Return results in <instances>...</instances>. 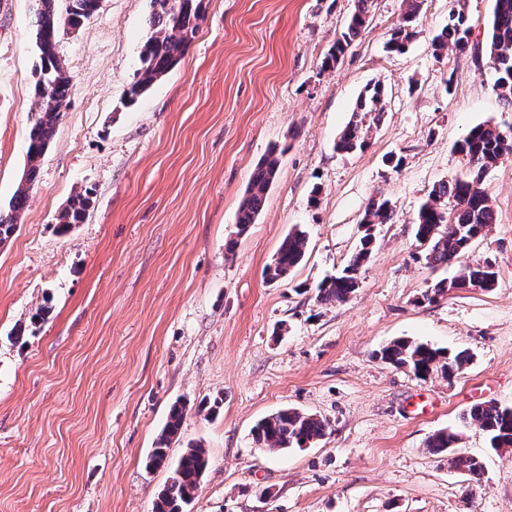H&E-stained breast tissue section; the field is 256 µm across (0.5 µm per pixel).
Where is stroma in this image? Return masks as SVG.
Returning a JSON list of instances; mask_svg holds the SVG:
<instances>
[{
  "label": "stroma",
  "mask_w": 512,
  "mask_h": 512,
  "mask_svg": "<svg viewBox=\"0 0 512 512\" xmlns=\"http://www.w3.org/2000/svg\"><path fill=\"white\" fill-rule=\"evenodd\" d=\"M493 5L424 0L421 33L398 54L385 43L402 0H376L324 71L354 0H208L181 62L130 105L150 0H102L57 44L70 105L29 183L37 2L0 0V208L30 186L0 247V512H152L195 445L211 464L189 512H512V448L490 451L464 429L459 450L484 467L471 489L425 446L473 404L512 406V158L481 178L496 221L467 255L494 263L491 290L424 302L455 270L418 260L413 224L434 185L467 174L454 145L471 127L512 130L487 55ZM460 7L467 50L435 51ZM374 82L385 106L367 148L336 152ZM273 147L266 205L238 233L239 203ZM85 189L86 220L61 228ZM377 197L394 219L375 226L355 292L317 303ZM295 225L306 256L291 280L268 282ZM398 338L472 360L453 380L422 381L376 359ZM176 402L186 411L169 458L148 467ZM287 407L326 418L328 434L259 451L253 427Z\"/></svg>",
  "instance_id": "stroma-1"
}]
</instances>
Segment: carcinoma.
Wrapping results in <instances>:
<instances>
[{"mask_svg":"<svg viewBox=\"0 0 512 512\" xmlns=\"http://www.w3.org/2000/svg\"><path fill=\"white\" fill-rule=\"evenodd\" d=\"M36 26V44L40 64L34 73V96L40 102L39 112L32 118L28 133L27 159L29 168L26 183L34 181L36 162L54 135L63 110L70 98V77L56 53L58 38L86 18L85 10L93 0H69L65 14L58 10L59 0H39ZM374 0H355L345 31L321 61L320 70L332 69L340 61L349 45L365 29ZM422 0H403L400 19L391 29L387 48L402 53L420 34L419 17ZM204 0H151L149 28L141 55L140 68L130 84L127 98L134 102L158 79L171 72L183 58L205 18ZM469 19L458 10L441 32L434 36V49L442 51L453 46L461 51L468 44ZM490 68L495 74V86L503 100L512 104V0H494L488 41ZM383 86L375 82L360 93L353 109V119L342 130L336 148L343 152L361 151L367 145L371 126L380 121L383 112ZM466 160L469 174L454 176L433 187L427 200L420 206L413 224L415 239L423 247L422 259L432 269L457 265L453 279L442 278L431 285L422 300L432 303L458 288L479 286L482 291L494 287L496 271L489 261L467 262L464 256L472 241L489 231L495 223V214L487 195L480 187L482 175L496 166L504 157L512 155V133L482 123L472 127L458 144ZM280 161L276 149L254 168L249 185L238 211L239 231L255 223L266 203L267 192L278 172ZM28 199L27 188L20 187L8 210H0V246L16 233L20 213ZM87 190L74 194L59 216L63 227L84 222L92 206ZM393 218L389 200L374 199L361 219L364 234L359 245L341 273L324 279L317 287L315 300L323 305L345 301L358 287V273L370 256L376 224H387ZM307 248V233L299 226L292 227L281 242L267 274L270 280L285 279L300 265ZM381 362L394 368L409 367L414 373H426L452 380L461 374L470 362L466 350L451 352L427 343L398 338L377 351ZM184 406L172 407L165 428L149 457L150 466L166 462L170 443L179 433ZM463 426H475L485 436L488 447L499 451L512 448V407L496 402L476 403L461 414ZM330 429L327 419L294 408H283L260 420L253 429V441L262 450L301 448L323 439ZM459 430H440L430 435L425 443L432 454L445 458L448 468L469 483H480L484 473L480 460L461 453L457 445ZM210 464L206 450L200 446L187 448L179 457L171 482L158 495L153 512H185L194 499L201 478Z\"/></svg>","mask_w":512,"mask_h":512,"instance_id":"obj_1","label":"carcinoma"}]
</instances>
